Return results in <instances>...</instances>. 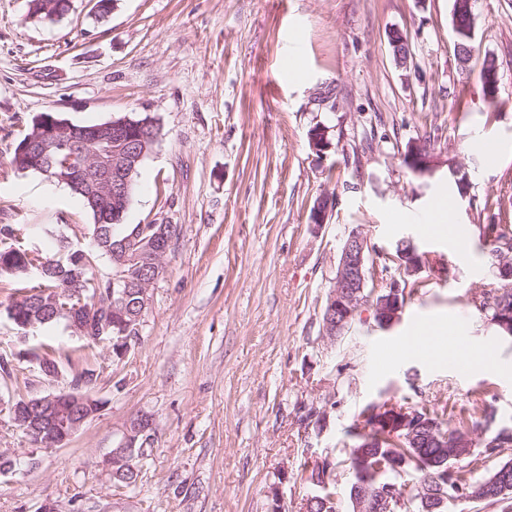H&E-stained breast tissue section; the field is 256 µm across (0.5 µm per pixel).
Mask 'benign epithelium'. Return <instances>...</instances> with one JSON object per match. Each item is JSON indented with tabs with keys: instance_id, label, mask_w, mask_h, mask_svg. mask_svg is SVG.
I'll return each instance as SVG.
<instances>
[{
	"instance_id": "1",
	"label": "benign epithelium",
	"mask_w": 512,
	"mask_h": 512,
	"mask_svg": "<svg viewBox=\"0 0 512 512\" xmlns=\"http://www.w3.org/2000/svg\"><path fill=\"white\" fill-rule=\"evenodd\" d=\"M42 135L27 144L29 167L36 170L44 168L43 144L49 143L56 150L63 151L76 141H89L100 145L95 151L94 160L69 168L61 179L80 185L94 184L104 188L108 195L103 204L126 197L136 166L143 158L135 148L132 131L149 132L156 135L157 130L146 121L139 123L123 117L114 119L91 130L75 125L68 120L52 119L48 122L38 120ZM409 162L415 175L433 178L442 166L438 155L429 151L426 156L409 155ZM124 251L134 253V265L130 268L119 266L112 272V287L124 288L135 282L143 285L139 289L138 302L141 311L149 308L150 289L165 274L164 257L168 253L171 240L165 236V226H160L155 234L140 239L132 234L122 241ZM370 238L360 229L350 232L340 253L334 285L329 295V312L323 327L324 337L335 340L347 329L352 319L362 312L363 301L357 296L364 293L366 287V258L372 252ZM399 285L388 288V293L372 306L374 315L381 328L392 327L399 319ZM140 326L127 327L117 341L120 357H125L131 344L138 341ZM84 384L72 382L69 390L40 396L36 401L21 403L10 402L8 413L11 420L23 431L27 442L36 448H57L64 446L85 425L92 416L94 402L91 394L80 393ZM414 414L394 403L375 411L372 416H364L356 428L357 433L373 439L383 440L398 433H408L409 438L426 434L436 440L445 439L441 426L434 423L418 428L412 422ZM156 427L150 419H140L127 427L118 448L107 454L101 461L102 469L110 476L115 474L116 461L121 454H129L140 446L143 453L153 447ZM355 482L352 490L353 512H404L408 506L404 497L386 479L392 471H402L399 463L392 460L376 461L369 455H359L352 459ZM491 498L508 497L512 491L509 477L498 475L484 488Z\"/></svg>"
}]
</instances>
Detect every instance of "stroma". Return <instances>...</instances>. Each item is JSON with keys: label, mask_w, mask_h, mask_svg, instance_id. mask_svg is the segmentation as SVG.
Here are the masks:
<instances>
[{"label": "stroma", "mask_w": 512, "mask_h": 512, "mask_svg": "<svg viewBox=\"0 0 512 512\" xmlns=\"http://www.w3.org/2000/svg\"><path fill=\"white\" fill-rule=\"evenodd\" d=\"M93 0H72L59 22L27 17L26 0H0V225L17 224L44 248L41 227L92 218L68 186L10 164L35 117L78 125L131 113L159 122L163 137L144 160L124 221L176 224L180 234L150 290L141 341L122 362L84 347L64 326L61 351L103 363L100 412L60 448L31 447L0 413V512H300L314 489L302 477L313 454L337 461L336 510L353 512L352 429L364 406L384 401L445 407L449 426L489 405L488 435L512 427V340L478 311L501 283L478 249L482 201L501 197L512 224V0H476L475 51L464 76L455 52L453 0H118L106 22ZM414 52L400 68L389 34ZM498 63L500 93L488 102L477 78ZM329 129L318 157L308 131ZM498 155L466 146L474 132ZM429 136L442 159L465 169L468 199L447 170L414 175L408 140ZM454 205L460 241L425 238L438 195ZM329 196L325 224L310 210ZM375 246V288L398 240L447 264L429 277L391 328L371 310L344 337L322 336V310L348 233ZM464 322L472 347L495 368L457 375L451 361L403 354L419 321ZM72 370L45 381L36 364L0 380V399L68 388ZM328 407L325 425L304 424ZM153 418L154 447L131 488L113 487L100 462L129 422Z\"/></svg>", "instance_id": "35a3bbf8"}]
</instances>
